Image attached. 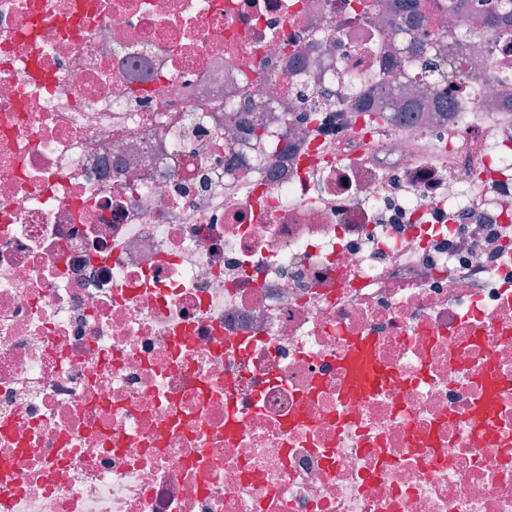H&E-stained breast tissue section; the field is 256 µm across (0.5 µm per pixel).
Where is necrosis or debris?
I'll use <instances>...</instances> for the list:
<instances>
[{
  "instance_id": "necrosis-or-debris-1",
  "label": "necrosis or debris",
  "mask_w": 512,
  "mask_h": 512,
  "mask_svg": "<svg viewBox=\"0 0 512 512\" xmlns=\"http://www.w3.org/2000/svg\"><path fill=\"white\" fill-rule=\"evenodd\" d=\"M476 3L0 0V512H512V81L405 51L512 71ZM340 368L352 386L358 389L371 388L377 378L371 342L368 339L356 340L340 363Z\"/></svg>"
}]
</instances>
